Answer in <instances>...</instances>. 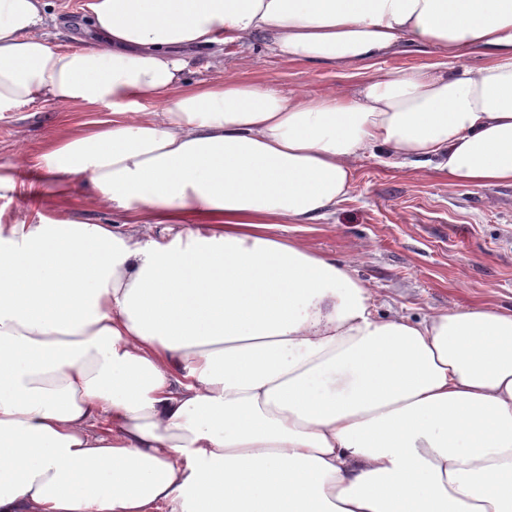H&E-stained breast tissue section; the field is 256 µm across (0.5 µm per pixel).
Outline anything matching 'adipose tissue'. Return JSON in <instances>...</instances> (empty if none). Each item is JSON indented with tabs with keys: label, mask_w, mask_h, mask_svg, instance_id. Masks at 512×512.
<instances>
[{
	"label": "adipose tissue",
	"mask_w": 512,
	"mask_h": 512,
	"mask_svg": "<svg viewBox=\"0 0 512 512\" xmlns=\"http://www.w3.org/2000/svg\"><path fill=\"white\" fill-rule=\"evenodd\" d=\"M47 7L0 0V115H108L0 165V198L31 166L112 221L0 220V512H512V312L383 318L280 235L378 148L512 182V0H84L80 47ZM262 32L291 62L403 40L456 64L287 96L224 70ZM196 51L214 74L191 84Z\"/></svg>",
	"instance_id": "adipose-tissue-1"
}]
</instances>
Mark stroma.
<instances>
[{
  "label": "stroma",
  "mask_w": 512,
  "mask_h": 512,
  "mask_svg": "<svg viewBox=\"0 0 512 512\" xmlns=\"http://www.w3.org/2000/svg\"><path fill=\"white\" fill-rule=\"evenodd\" d=\"M448 62L438 47L402 41L371 65L387 75L421 66L444 72ZM224 68L287 95L336 88L351 96L362 80L358 63L280 58L264 33L245 47L225 45ZM68 112L64 104L37 100L1 115L0 164L21 151L38 155ZM284 234L350 262L382 317L418 319L473 303L512 309V185L453 188L430 166H398L379 149L362 160L351 193L329 219L289 224Z\"/></svg>",
  "instance_id": "35a3bbf8"
}]
</instances>
